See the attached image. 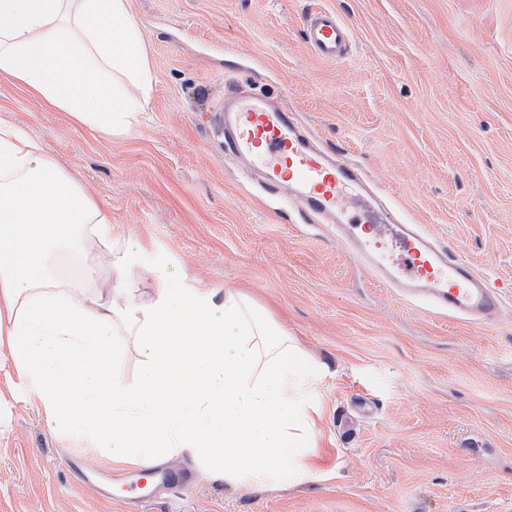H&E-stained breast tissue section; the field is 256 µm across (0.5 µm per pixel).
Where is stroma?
I'll list each match as a JSON object with an SVG mask.
<instances>
[{
    "label": "stroma",
    "instance_id": "stroma-1",
    "mask_svg": "<svg viewBox=\"0 0 512 512\" xmlns=\"http://www.w3.org/2000/svg\"><path fill=\"white\" fill-rule=\"evenodd\" d=\"M154 74L129 133L104 136L0 78L20 127L112 212V236L250 297L327 373L314 479L255 489L189 456L193 493L128 486L106 503L70 467L108 460L47 427L0 361V512H512V292L495 320L401 298L326 224L243 179L224 154V84L285 99L324 146L361 165L401 219L512 283V0H130ZM354 35L317 56L304 18ZM305 34L312 51L324 59H341L353 42L351 28L331 10H315L305 16Z\"/></svg>",
    "mask_w": 512,
    "mask_h": 512
}]
</instances>
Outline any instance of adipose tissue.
Returning <instances> with one entry per match:
<instances>
[{
  "label": "adipose tissue",
  "mask_w": 512,
  "mask_h": 512,
  "mask_svg": "<svg viewBox=\"0 0 512 512\" xmlns=\"http://www.w3.org/2000/svg\"><path fill=\"white\" fill-rule=\"evenodd\" d=\"M0 77L108 136L154 82L129 0H0ZM141 251L115 249L109 209L0 124V352L50 430L115 461L188 451L233 485L310 480L322 366L235 291L155 269L135 302ZM120 329L141 356L133 387L112 373Z\"/></svg>",
  "instance_id": "ef3b65f1"
}]
</instances>
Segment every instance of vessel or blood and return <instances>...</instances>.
<instances>
[{
  "label": "vessel or blood",
  "instance_id": "1",
  "mask_svg": "<svg viewBox=\"0 0 512 512\" xmlns=\"http://www.w3.org/2000/svg\"><path fill=\"white\" fill-rule=\"evenodd\" d=\"M312 51L341 59L353 42L351 28L335 12L315 10L305 17ZM224 150L245 164L267 193H287L307 221L323 220L350 246L353 258L404 298L428 299L445 313L485 319L501 306L502 288L459 253L438 242L423 225L398 224L380 206L366 172L333 149L320 146L295 112L263 95L228 85L224 92ZM120 482L189 485L166 471L145 468L120 475Z\"/></svg>",
  "mask_w": 512,
  "mask_h": 512
}]
</instances>
